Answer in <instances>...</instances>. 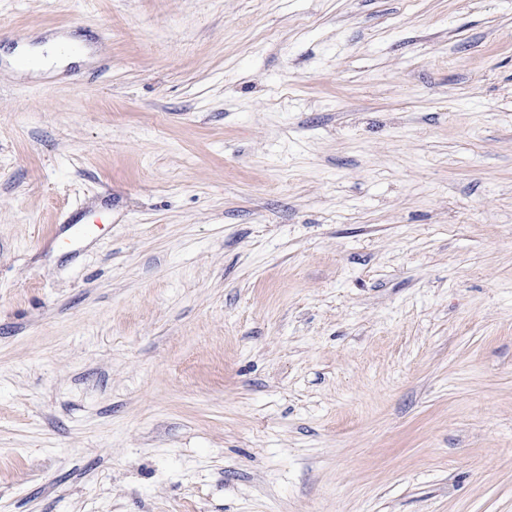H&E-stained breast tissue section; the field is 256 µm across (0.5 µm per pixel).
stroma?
<instances>
[{
    "instance_id": "obj_1",
    "label": "stroma",
    "mask_w": 512,
    "mask_h": 512,
    "mask_svg": "<svg viewBox=\"0 0 512 512\" xmlns=\"http://www.w3.org/2000/svg\"><path fill=\"white\" fill-rule=\"evenodd\" d=\"M0 512H512V0H0ZM79 44L77 40L68 37L51 36L45 44L32 51L17 52L13 59L18 60L17 64L24 71H31L33 74H56L66 66L84 61V57L80 54L81 50L77 49ZM64 46L71 47L72 51L63 52ZM44 51L47 55H43Z\"/></svg>"
}]
</instances>
